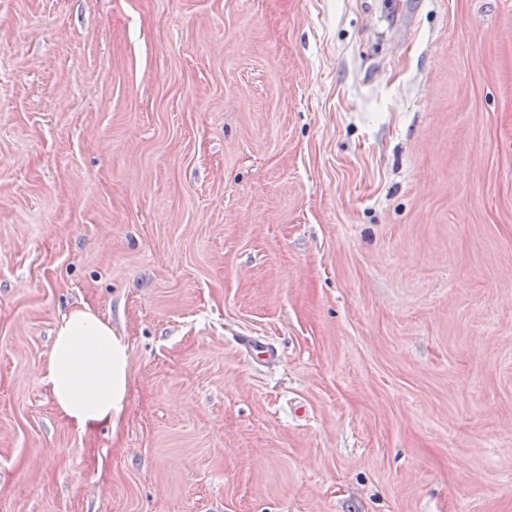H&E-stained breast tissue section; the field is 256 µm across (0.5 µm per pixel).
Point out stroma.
Masks as SVG:
<instances>
[{
  "mask_svg": "<svg viewBox=\"0 0 512 512\" xmlns=\"http://www.w3.org/2000/svg\"><path fill=\"white\" fill-rule=\"evenodd\" d=\"M0 512H512V0H0ZM42 370L57 410L76 430L113 425L122 414L131 381L128 347L91 307H75L58 322Z\"/></svg>",
  "mask_w": 512,
  "mask_h": 512,
  "instance_id": "obj_1",
  "label": "stroma"
}]
</instances>
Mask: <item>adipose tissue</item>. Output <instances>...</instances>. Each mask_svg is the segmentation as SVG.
I'll return each instance as SVG.
<instances>
[{"label":"adipose tissue","instance_id":"adipose-tissue-1","mask_svg":"<svg viewBox=\"0 0 512 512\" xmlns=\"http://www.w3.org/2000/svg\"><path fill=\"white\" fill-rule=\"evenodd\" d=\"M43 373L57 410L78 431L114 421L125 408L128 347L111 320L89 306L73 308L58 322Z\"/></svg>","mask_w":512,"mask_h":512}]
</instances>
